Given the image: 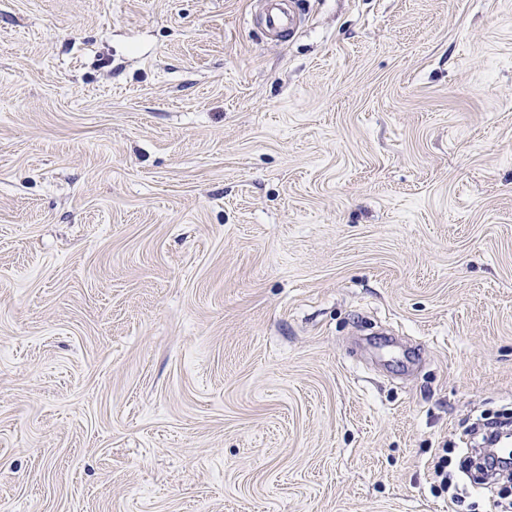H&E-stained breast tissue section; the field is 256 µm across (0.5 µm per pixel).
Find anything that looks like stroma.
Here are the masks:
<instances>
[{"instance_id": "35a3bbf8", "label": "stroma", "mask_w": 512, "mask_h": 512, "mask_svg": "<svg viewBox=\"0 0 512 512\" xmlns=\"http://www.w3.org/2000/svg\"><path fill=\"white\" fill-rule=\"evenodd\" d=\"M0 0V512H491L512 0Z\"/></svg>"}]
</instances>
